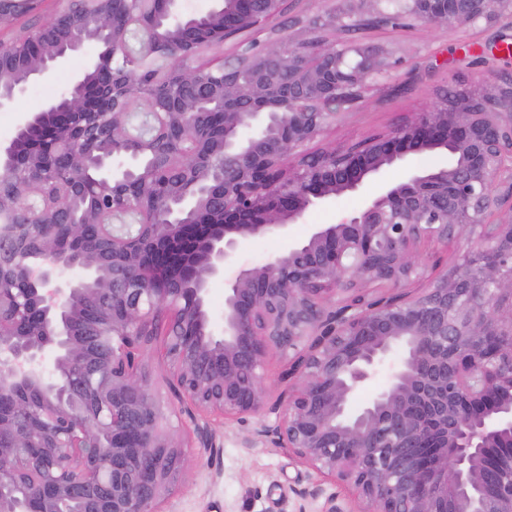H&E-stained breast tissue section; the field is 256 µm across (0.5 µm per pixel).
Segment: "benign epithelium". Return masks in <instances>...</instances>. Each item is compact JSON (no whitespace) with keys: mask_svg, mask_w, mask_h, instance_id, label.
I'll return each mask as SVG.
<instances>
[{"mask_svg":"<svg viewBox=\"0 0 512 512\" xmlns=\"http://www.w3.org/2000/svg\"><path fill=\"white\" fill-rule=\"evenodd\" d=\"M42 2L0 0L1 110L85 43L107 35L109 53L19 129L94 114L97 131L72 128L66 138L65 197L42 191L51 175L41 152L21 153L17 137L0 144V210L38 216L0 234V274L22 270L30 287L13 295L15 314L34 302L42 315L35 336L0 318V396L36 395L45 416L36 421L25 399L0 408V438L11 440L0 448V512H164L186 457L165 426L170 414L209 456L214 422L259 419L258 436L351 489L349 499L319 486L296 491L323 498L320 512H512V467L500 462L501 449L512 451V83L490 74L476 84L498 99L434 105L309 168L299 161L347 114L340 90L398 70L404 59L394 49L374 45L354 68L361 50L348 40L282 28L249 53L246 78L229 62L214 84L189 68L183 96L135 111L133 80L112 69L113 57L134 35L147 48L171 44L197 15L182 14L180 0H158V24L147 27L134 0H54L42 21ZM257 2L233 0L237 25L254 33L276 20ZM381 2L360 0L352 23L331 12L328 21L348 33L383 16ZM391 2L427 22H477L454 0ZM22 13L35 14L25 49L19 36L1 35ZM216 114L224 135L209 148L194 124ZM448 146L458 164L410 171L341 222L239 267L225 282L223 334H214L207 283L250 239L286 237L311 207L359 191L410 154ZM116 158L125 164L112 167ZM90 166L118 204L97 225L100 247L77 262L54 245L52 228L93 222ZM464 235L487 256L478 274L467 253L441 269L419 252ZM75 267L84 271L77 280ZM103 295L112 298V344L94 355V328L78 334L75 322ZM159 335L166 400L144 360ZM273 354L288 359L275 394L265 372ZM386 365L389 384L349 412Z\"/></svg>","mask_w":512,"mask_h":512,"instance_id":"1","label":"benign epithelium"}]
</instances>
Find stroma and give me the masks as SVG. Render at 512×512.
<instances>
[{"mask_svg":"<svg viewBox=\"0 0 512 512\" xmlns=\"http://www.w3.org/2000/svg\"><path fill=\"white\" fill-rule=\"evenodd\" d=\"M512 36V22L495 19L472 30L445 24L414 21L406 26L380 25L357 33L354 40L394 48L405 62L381 90L367 95L336 127L314 142L318 149H340L366 137L388 132L410 120L414 113L431 108L437 92L469 84L492 72L485 59L503 48V35ZM96 47L87 44L50 79L39 81L24 92L16 105L0 111V142L11 140L33 113L64 93L74 76L95 59ZM444 153H415L401 166L386 170L381 179L367 182L358 193L332 198L311 208L292 225L288 237L261 238L249 244L242 262L258 265L304 239L313 225L336 224L378 193L382 182H396L406 168L422 171L446 166ZM256 420L215 425L221 450L214 458L189 449L182 481L169 497L167 512H319L320 501L301 500L298 489L312 486L315 474L287 449L255 438Z\"/></svg>","mask_w":512,"mask_h":512,"instance_id":"1","label":"stroma"}]
</instances>
